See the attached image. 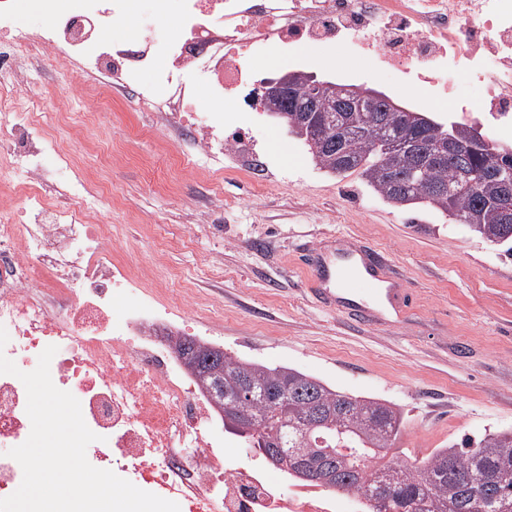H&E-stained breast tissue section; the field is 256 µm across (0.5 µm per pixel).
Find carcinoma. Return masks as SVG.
<instances>
[{
  "mask_svg": "<svg viewBox=\"0 0 512 512\" xmlns=\"http://www.w3.org/2000/svg\"><path fill=\"white\" fill-rule=\"evenodd\" d=\"M386 128L346 139L339 151L322 149L298 112L277 114L288 131L307 147L312 162L330 173H358L379 196L398 205L427 203L449 217L469 216V229L512 256V223H502L501 213L485 205L500 192L499 183L483 175L485 154L468 147L473 126L461 121L441 122L420 112H395L380 98L362 107ZM456 135L461 160L432 161L423 177L410 175L417 157L392 152L391 141H408L421 135L437 148L448 135ZM443 185L447 192L436 194ZM218 366L224 403L234 404L255 426L242 430L240 421L224 423V430L244 439L250 448H263L275 432L281 453L275 468L298 480L323 486L336 480V491L358 492L369 502V512H512V486L497 476L512 471V430L469 437L428 458L414 462L387 459L404 423L396 405L372 397L340 393L320 379L287 366H269L221 354ZM247 387L250 396L241 399ZM288 390L277 403L273 391Z\"/></svg>",
  "mask_w": 512,
  "mask_h": 512,
  "instance_id": "obj_1",
  "label": "carcinoma"
}]
</instances>
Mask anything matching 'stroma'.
<instances>
[{
	"label": "stroma",
	"instance_id": "stroma-1",
	"mask_svg": "<svg viewBox=\"0 0 512 512\" xmlns=\"http://www.w3.org/2000/svg\"><path fill=\"white\" fill-rule=\"evenodd\" d=\"M54 56L43 48L6 82L32 112L65 103L85 133L66 149L92 182L112 189L98 210L122 230L115 251L151 269L155 287L193 293L211 342L398 405L406 424L391 453L403 460L512 428V257L429 207L387 202L359 174L319 169L303 142L263 112L224 113L225 133L247 124L268 162L260 188L195 154L191 132L151 133L156 119L132 89L116 90L87 118L91 79L76 68L59 86ZM302 69L341 84L368 80L359 60L319 52ZM337 235L391 256L416 297L409 322L353 328L305 293L292 254ZM212 262L223 277L210 274Z\"/></svg>",
	"mask_w": 512,
	"mask_h": 512
}]
</instances>
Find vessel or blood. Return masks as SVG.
Masks as SVG:
<instances>
[{"instance_id":"vessel-or-blood-1","label":"vessel or blood","mask_w":512,"mask_h":512,"mask_svg":"<svg viewBox=\"0 0 512 512\" xmlns=\"http://www.w3.org/2000/svg\"><path fill=\"white\" fill-rule=\"evenodd\" d=\"M298 260L309 276L313 301L347 325L368 327L408 316V293L384 272V254L367 242L326 250L301 246Z\"/></svg>"}]
</instances>
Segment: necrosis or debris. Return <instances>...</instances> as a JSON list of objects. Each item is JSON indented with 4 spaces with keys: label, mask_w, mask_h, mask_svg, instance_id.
Instances as JSON below:
<instances>
[{
    "label": "necrosis or debris",
    "mask_w": 512,
    "mask_h": 512,
    "mask_svg": "<svg viewBox=\"0 0 512 512\" xmlns=\"http://www.w3.org/2000/svg\"><path fill=\"white\" fill-rule=\"evenodd\" d=\"M133 8L149 37L104 42V29ZM47 44L60 73L77 61L97 78L94 106L109 103L113 88L138 86L170 134L197 127L207 155L224 125L220 105L254 107L270 54L296 60L308 48L371 60L370 75L390 93L428 109L471 88L479 106L459 105L457 116L512 143V0H76L52 9L25 40L0 43V71L19 69ZM199 80L217 106L205 117L186 109ZM50 121L54 135L38 136L32 113H0V326L9 336L1 351L24 371L56 346L54 384L79 400L98 436L89 463L180 512H339L336 496L318 486L286 482L245 457L224 461L213 404L172 343L193 325L184 297L144 294L148 270L113 254L118 232L95 207L101 191L73 179L59 139L72 129L70 115ZM44 152L58 158L66 204L46 187L37 163ZM224 155L232 172L262 184L245 130L226 139ZM26 404L22 382L0 374V445L27 439Z\"/></svg>",
    "instance_id": "obj_1"
}]
</instances>
